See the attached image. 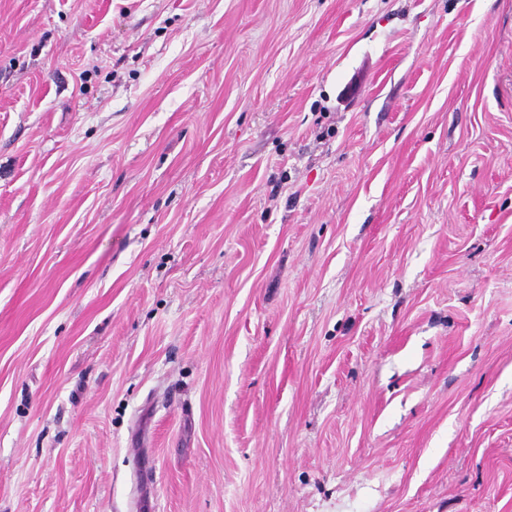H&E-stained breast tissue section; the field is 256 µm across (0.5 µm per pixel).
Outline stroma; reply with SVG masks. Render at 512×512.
Instances as JSON below:
<instances>
[{"label": "stroma", "mask_w": 512, "mask_h": 512, "mask_svg": "<svg viewBox=\"0 0 512 512\" xmlns=\"http://www.w3.org/2000/svg\"><path fill=\"white\" fill-rule=\"evenodd\" d=\"M0 512H512V0H0Z\"/></svg>", "instance_id": "stroma-1"}]
</instances>
